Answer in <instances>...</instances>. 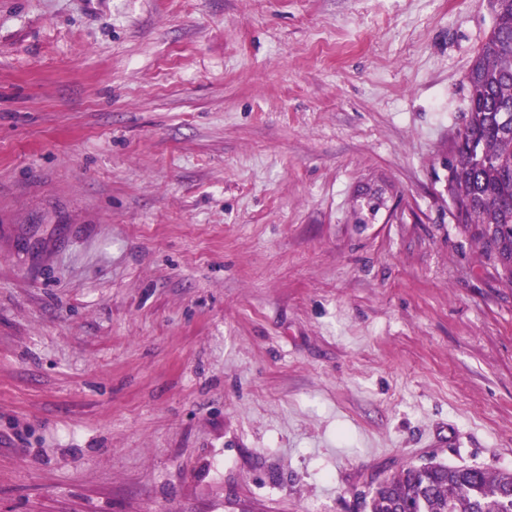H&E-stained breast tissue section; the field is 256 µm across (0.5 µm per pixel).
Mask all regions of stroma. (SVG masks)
Segmentation results:
<instances>
[{
	"instance_id": "35a3bbf8",
	"label": "stroma",
	"mask_w": 512,
	"mask_h": 512,
	"mask_svg": "<svg viewBox=\"0 0 512 512\" xmlns=\"http://www.w3.org/2000/svg\"><path fill=\"white\" fill-rule=\"evenodd\" d=\"M489 0H0V512H362L512 469V287L448 214Z\"/></svg>"
}]
</instances>
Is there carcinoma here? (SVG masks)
Segmentation results:
<instances>
[{"label": "carcinoma", "instance_id": "cac0c4a2", "mask_svg": "<svg viewBox=\"0 0 512 512\" xmlns=\"http://www.w3.org/2000/svg\"><path fill=\"white\" fill-rule=\"evenodd\" d=\"M493 25L467 73L469 106L453 144L452 218L512 286V0H493ZM370 512H512V470L408 466L363 498Z\"/></svg>", "mask_w": 512, "mask_h": 512}]
</instances>
